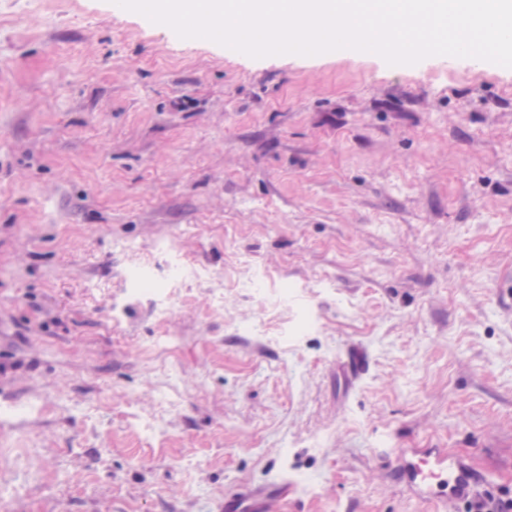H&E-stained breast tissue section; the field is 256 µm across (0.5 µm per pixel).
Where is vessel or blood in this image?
<instances>
[{"label":"vessel or blood","instance_id":"vessel-or-blood-1","mask_svg":"<svg viewBox=\"0 0 512 512\" xmlns=\"http://www.w3.org/2000/svg\"><path fill=\"white\" fill-rule=\"evenodd\" d=\"M393 473L407 491L438 505V512H455L457 504L474 493L477 473L460 456L443 448H404L399 452ZM285 486L259 490L245 489L225 495L224 512H269L271 502L281 497Z\"/></svg>","mask_w":512,"mask_h":512}]
</instances>
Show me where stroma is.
I'll use <instances>...</instances> for the list:
<instances>
[{
	"label": "stroma",
	"instance_id": "obj_1",
	"mask_svg": "<svg viewBox=\"0 0 512 512\" xmlns=\"http://www.w3.org/2000/svg\"><path fill=\"white\" fill-rule=\"evenodd\" d=\"M401 448L512 493V68L0 0V512H434ZM286 492L285 485H276L259 490L244 489L224 496L219 511L225 512H269L271 502Z\"/></svg>",
	"mask_w": 512,
	"mask_h": 512
}]
</instances>
